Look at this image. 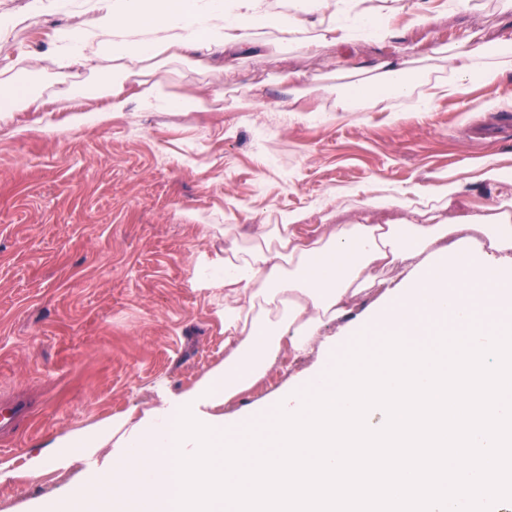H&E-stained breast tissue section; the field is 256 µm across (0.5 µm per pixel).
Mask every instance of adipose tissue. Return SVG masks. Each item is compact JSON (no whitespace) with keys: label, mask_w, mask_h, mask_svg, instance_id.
Wrapping results in <instances>:
<instances>
[{"label":"adipose tissue","mask_w":512,"mask_h":512,"mask_svg":"<svg viewBox=\"0 0 512 512\" xmlns=\"http://www.w3.org/2000/svg\"><path fill=\"white\" fill-rule=\"evenodd\" d=\"M89 27L57 29L50 53L35 59L41 69L91 67L111 60L115 78L107 87L105 109L97 116L76 110L72 125L128 111L131 103L149 112H196L205 105L195 93L176 95L158 76V58L201 65L230 51L261 46L264 37L280 45L313 50L332 43L389 42L399 35L390 20L404 13V0L371 8L367 0H291L276 12L269 0H93ZM451 76L436 93L462 95L473 82L492 83L512 71V33L498 48L469 36L448 48ZM457 183L415 184L385 191L369 200L376 209L416 212L425 198L454 199ZM303 217L288 213L282 223L265 225L247 243L232 244L224 260L200 269L203 283L224 291L223 364L213 370L214 398L202 412L219 427L229 418L224 402L249 389L281 355L295 360L310 352L347 349L345 336H325L327 323L344 317L368 295L380 270L409 263L406 276L386 289L367 317L374 331L403 330L407 338L434 339L438 329H462L466 316L512 324V214L494 221L438 218L433 224H339L303 239L294 232ZM179 394H164L160 406L138 418L114 416L81 432L57 437L33 451L31 474L48 467L69 468L85 460L83 484L49 500L28 504L26 512H76L78 504L114 500L116 488L136 489L144 512H162L175 496L171 431Z\"/></svg>","instance_id":"1"}]
</instances>
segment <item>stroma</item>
Returning <instances> with one entry per match:
<instances>
[{
    "mask_svg": "<svg viewBox=\"0 0 512 512\" xmlns=\"http://www.w3.org/2000/svg\"><path fill=\"white\" fill-rule=\"evenodd\" d=\"M30 0H0V12L23 17L0 38V82H28L46 112H0V395H36L39 404L10 442H0V512H24L81 481L83 463L30 474L29 451L57 437L159 405L156 388L191 389L224 361V291L199 282L200 267L222 261L230 240L247 241L288 211L310 237L327 224H385L404 210L379 211L369 198L386 186L430 185L445 175L461 192L448 206L488 214L490 187L479 176L490 162L512 168V141L471 142L465 130L512 113V72L464 95L443 96L424 112L403 100L397 111H333L356 87L381 85L370 65L379 50L327 45L318 53L270 46L233 58L235 82L222 72L174 61L158 63L174 93H199V112L138 107L93 126L72 127L68 108L84 86L112 73L36 71L20 53L46 54L57 27L86 28L83 0L58 13L29 17ZM408 25L412 98L449 77L436 52L465 34L495 44L505 16L497 0H470L455 14L435 0ZM348 65L337 72L336 58ZM298 75L290 83L289 75ZM313 116L284 120L293 93ZM83 106H104L83 95ZM255 100L248 119L233 99ZM279 361L251 390L225 404L248 413L292 375L310 367Z\"/></svg>",
    "mask_w": 512,
    "mask_h": 512,
    "instance_id": "1",
    "label": "stroma"
}]
</instances>
